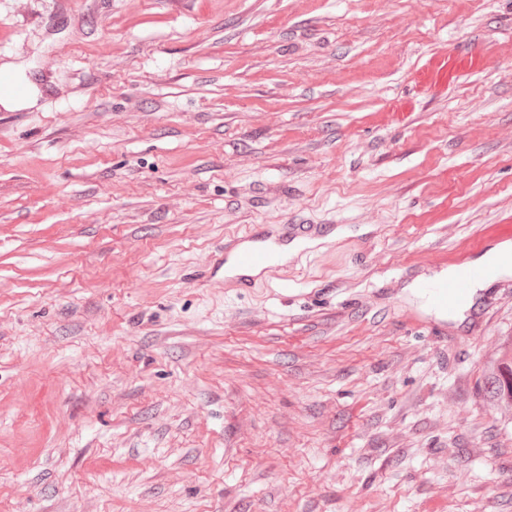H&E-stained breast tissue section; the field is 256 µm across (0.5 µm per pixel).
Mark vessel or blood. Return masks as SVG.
Masks as SVG:
<instances>
[{
  "instance_id": "b4317fda",
  "label": "vessel or blood",
  "mask_w": 512,
  "mask_h": 512,
  "mask_svg": "<svg viewBox=\"0 0 512 512\" xmlns=\"http://www.w3.org/2000/svg\"><path fill=\"white\" fill-rule=\"evenodd\" d=\"M331 227L327 224H278L275 225L266 246L244 247L242 237H234L224 243L223 251L218 255L219 262H234L238 267L259 269L262 271L275 270L276 264L271 257V250L283 247L293 241L305 242L327 236ZM484 240L473 243L471 250L441 258L432 257V264H445L455 267L454 277L438 282L419 281L420 291L430 298L437 307L448 310L456 309L465 304L470 295V287L474 282L486 278L488 271L485 267L471 263L470 253L484 247Z\"/></svg>"
}]
</instances>
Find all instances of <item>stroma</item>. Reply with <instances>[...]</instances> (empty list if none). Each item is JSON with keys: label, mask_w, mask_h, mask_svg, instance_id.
<instances>
[{"label": "stroma", "mask_w": 512, "mask_h": 512, "mask_svg": "<svg viewBox=\"0 0 512 512\" xmlns=\"http://www.w3.org/2000/svg\"><path fill=\"white\" fill-rule=\"evenodd\" d=\"M0 72V512H512V276L404 293L512 227V0H0ZM274 229L268 230L269 244L266 246L242 247L246 240L254 239L251 230L242 236L234 237L224 242V250L214 255L212 262L228 263L230 259L241 268L259 269L260 271H275L276 263L272 260V247L287 246L288 242H305L328 235L335 225L332 224H275ZM504 345L511 356L494 361L479 386L480 394L491 403L512 404V336H507Z\"/></svg>", "instance_id": "35a3bbf8"}]
</instances>
